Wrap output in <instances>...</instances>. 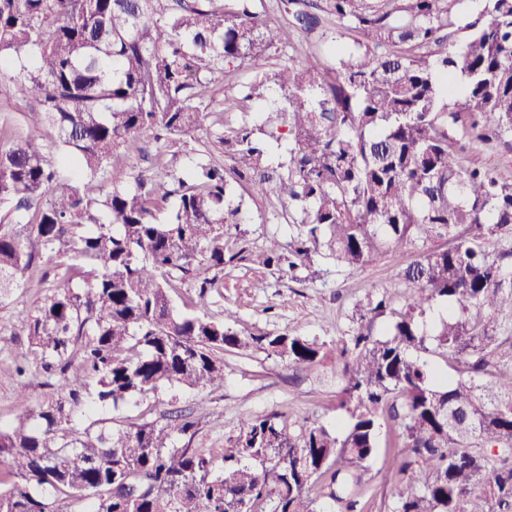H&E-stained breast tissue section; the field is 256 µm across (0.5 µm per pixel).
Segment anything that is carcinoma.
<instances>
[{"mask_svg": "<svg viewBox=\"0 0 512 512\" xmlns=\"http://www.w3.org/2000/svg\"><path fill=\"white\" fill-rule=\"evenodd\" d=\"M457 2L279 0L290 15L281 24L253 0H0V63L26 58L15 95L41 112L23 138L0 132V302L32 267L43 284L60 266L84 281L23 318L52 394L33 407L16 382L20 414L0 425V512H56L57 494L82 512H316L315 485L336 512H357L382 418L396 427L385 459L393 512H512V336H496L498 314L512 311V246L484 247L494 234L512 241V184L463 167L448 139L450 125L471 145L512 136V0H481L487 21L467 24L461 47L450 32ZM343 29L356 47L336 66L311 58L274 74L288 164L271 165L268 142L244 121L219 134L227 167L197 161L168 182L109 165L124 145L165 147L224 125L207 97L224 62L260 70L263 48L297 34L334 41ZM47 137L83 179L112 167V190L99 199L61 174L41 150ZM231 180L299 213L288 252L270 239L256 255L264 267L291 271L321 252L356 268L417 249L391 284L412 285L403 308L366 295L340 341L341 432L312 423L292 436L275 414L248 417L214 454L177 443L197 432L189 414L174 427H77L79 408L224 385L214 355L224 348L256 346L296 368L319 358L301 336L173 313L172 282L195 276L203 308L224 287V265L243 259L224 244L239 214L226 205ZM435 238L448 247L427 248ZM199 264L215 274L197 275ZM435 301L447 314L429 323ZM428 353L456 358L463 376L448 379Z\"/></svg>", "mask_w": 512, "mask_h": 512, "instance_id": "1", "label": "carcinoma"}]
</instances>
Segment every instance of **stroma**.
Instances as JSON below:
<instances>
[{
  "mask_svg": "<svg viewBox=\"0 0 512 512\" xmlns=\"http://www.w3.org/2000/svg\"><path fill=\"white\" fill-rule=\"evenodd\" d=\"M264 76L268 78V94L281 97L282 92L271 78L283 65H298L307 57L336 63L330 43L312 36L303 42L300 52L290 48H269ZM18 65L0 68V125L11 128L19 136H26L29 128L40 119L38 109L15 97L14 79ZM256 74L248 65H241L231 74L216 75L208 95L214 107L224 109L225 125L246 120L263 131L275 130L272 116L267 112H243L239 102L241 86L254 81ZM212 129L204 128L177 138L159 152L155 143L120 147L114 159L128 173L136 174L152 165L162 166L165 172L186 176L190 160L196 156L215 165L226 164L222 149L214 145ZM461 163L467 167L494 171L501 182L512 183V138H502L479 146H466L459 151ZM229 200L240 208V220L224 227V243L228 249L258 250L269 238L288 243L295 232L291 223L294 214L288 202L257 194L246 185L230 183ZM417 254L409 247L398 259L378 256L370 265L352 270L335 261L314 257L308 266L288 273L265 268L247 260L236 261L224 267V286L213 294L206 308L207 315L224 320L234 314L233 329L254 336L288 334L315 341L321 348L319 359L306 367L296 368L266 351L252 348L245 352L224 351V385L204 391H188L179 387H165L155 396L135 399L112 411L105 418L113 425L141 424L165 421L180 411H193L199 417V431L191 445L213 450L227 445L241 427L244 418L256 415H283L289 432L312 422L335 427L344 414L337 409L340 383L336 376V344L355 327L358 319L356 306L365 294L384 290L398 277L401 266L407 265ZM35 272L26 273L24 288L16 290L9 300L0 302V365L8 367L15 362H33L29 336L20 317L35 313L52 288L78 286L80 280L66 268L52 272L48 284L38 282ZM394 438L389 424L380 429L379 457L369 464L364 475L368 501L363 512H390L392 502L387 497L384 472V453Z\"/></svg>",
  "mask_w": 512,
  "mask_h": 512,
  "instance_id": "stroma-1",
  "label": "stroma"
}]
</instances>
